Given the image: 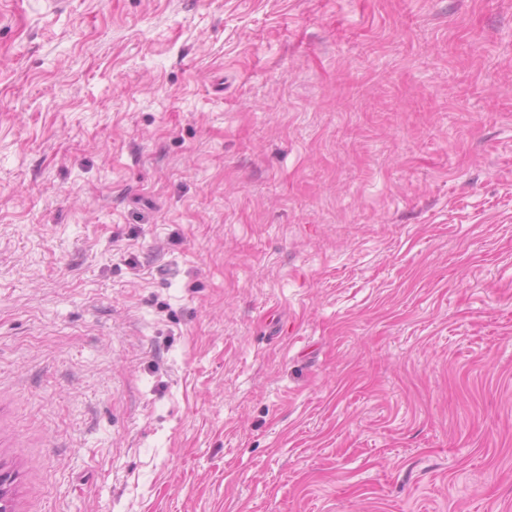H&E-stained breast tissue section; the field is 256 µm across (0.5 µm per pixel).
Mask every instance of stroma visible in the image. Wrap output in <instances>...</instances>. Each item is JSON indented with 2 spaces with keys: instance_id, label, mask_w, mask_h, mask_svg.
Instances as JSON below:
<instances>
[{
  "instance_id": "35a3bbf8",
  "label": "stroma",
  "mask_w": 512,
  "mask_h": 512,
  "mask_svg": "<svg viewBox=\"0 0 512 512\" xmlns=\"http://www.w3.org/2000/svg\"><path fill=\"white\" fill-rule=\"evenodd\" d=\"M10 512H512V0H0Z\"/></svg>"
}]
</instances>
